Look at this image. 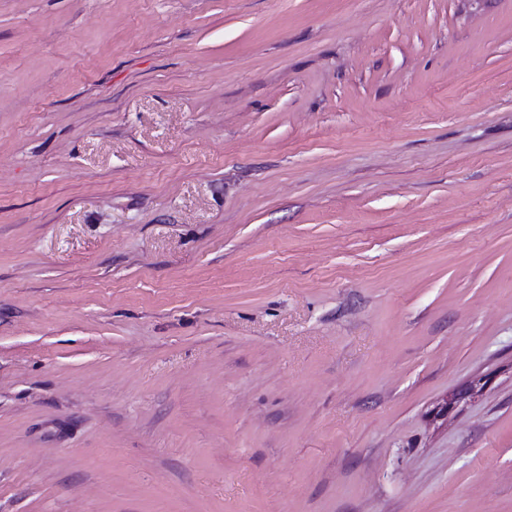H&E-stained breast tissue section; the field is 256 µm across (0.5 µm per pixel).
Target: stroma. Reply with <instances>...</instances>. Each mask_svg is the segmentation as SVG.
Returning <instances> with one entry per match:
<instances>
[{
    "label": "stroma",
    "mask_w": 512,
    "mask_h": 512,
    "mask_svg": "<svg viewBox=\"0 0 512 512\" xmlns=\"http://www.w3.org/2000/svg\"><path fill=\"white\" fill-rule=\"evenodd\" d=\"M0 512H512V0H0Z\"/></svg>",
    "instance_id": "obj_1"
}]
</instances>
